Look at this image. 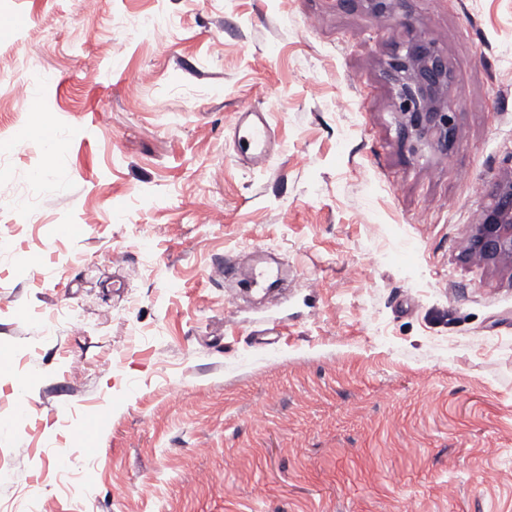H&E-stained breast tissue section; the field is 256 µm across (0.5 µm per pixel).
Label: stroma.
I'll use <instances>...</instances> for the list:
<instances>
[{
    "mask_svg": "<svg viewBox=\"0 0 512 512\" xmlns=\"http://www.w3.org/2000/svg\"><path fill=\"white\" fill-rule=\"evenodd\" d=\"M95 2L0 0V512H512V266L465 254L512 0ZM422 37L444 151L387 72ZM245 253L281 299L230 300ZM231 128L238 145L246 149L245 162L253 168L265 167L274 142V132L265 113L250 109L236 112Z\"/></svg>",
    "mask_w": 512,
    "mask_h": 512,
    "instance_id": "obj_1",
    "label": "stroma"
}]
</instances>
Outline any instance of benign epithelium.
<instances>
[{
  "mask_svg": "<svg viewBox=\"0 0 512 512\" xmlns=\"http://www.w3.org/2000/svg\"><path fill=\"white\" fill-rule=\"evenodd\" d=\"M389 67L403 130L433 135L437 147L448 148L456 130L450 113L439 104L448 69L432 42L424 38L394 52ZM466 251L477 261L512 264V171L498 181L491 203L473 225Z\"/></svg>",
  "mask_w": 512,
  "mask_h": 512,
  "instance_id": "obj_1",
  "label": "benign epithelium"
}]
</instances>
